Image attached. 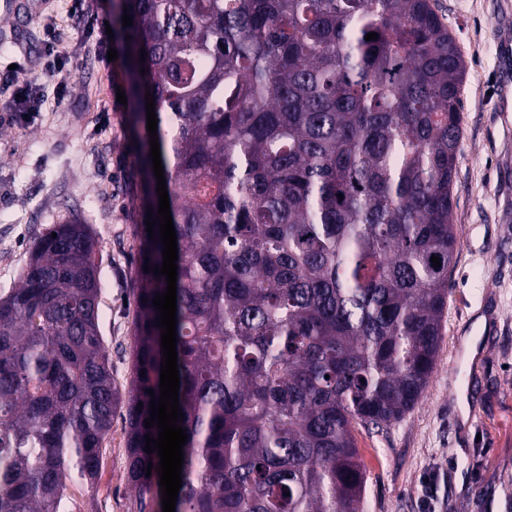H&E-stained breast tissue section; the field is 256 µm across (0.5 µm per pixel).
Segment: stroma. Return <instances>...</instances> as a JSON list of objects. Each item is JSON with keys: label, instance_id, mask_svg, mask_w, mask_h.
Returning <instances> with one entry per match:
<instances>
[{"label": "stroma", "instance_id": "1", "mask_svg": "<svg viewBox=\"0 0 512 512\" xmlns=\"http://www.w3.org/2000/svg\"><path fill=\"white\" fill-rule=\"evenodd\" d=\"M467 65L453 187L456 264L442 340L419 404L383 430L355 426L366 473L365 512H512V136L495 93L504 0H437ZM41 0L24 28L0 0V296L20 284L44 228L67 215L90 224L102 246V334L121 391H128L142 176L136 161L122 36L108 60L85 19L110 0ZM56 30L69 75L63 98L43 88L39 111H13L7 77L41 81L42 40ZM125 415L116 412L94 485L70 490V512H131ZM431 497H424V490Z\"/></svg>", "mask_w": 512, "mask_h": 512}]
</instances>
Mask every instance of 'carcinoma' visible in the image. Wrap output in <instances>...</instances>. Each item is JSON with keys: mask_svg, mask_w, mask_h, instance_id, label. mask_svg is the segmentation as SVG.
Listing matches in <instances>:
<instances>
[{"mask_svg": "<svg viewBox=\"0 0 512 512\" xmlns=\"http://www.w3.org/2000/svg\"><path fill=\"white\" fill-rule=\"evenodd\" d=\"M112 25L130 37L133 125L154 95L177 236L175 512H363L352 428L418 404L442 336L467 74L454 36L434 0H112ZM146 228L126 392L90 225H48L0 296V512H60L69 485L93 484L121 407L133 508L162 512L144 420L167 283L144 270L163 261Z\"/></svg>", "mask_w": 512, "mask_h": 512, "instance_id": "cac0c4a2", "label": "carcinoma"}]
</instances>
